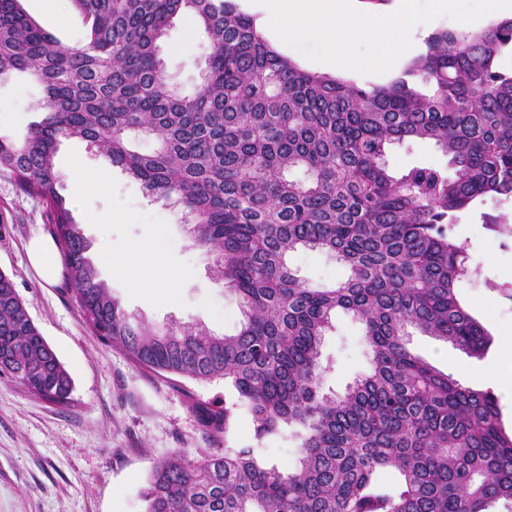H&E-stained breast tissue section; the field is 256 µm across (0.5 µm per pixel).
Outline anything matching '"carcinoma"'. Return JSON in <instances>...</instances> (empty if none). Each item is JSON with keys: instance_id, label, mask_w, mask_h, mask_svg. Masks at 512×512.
I'll return each instance as SVG.
<instances>
[{"instance_id": "cac0c4a2", "label": "carcinoma", "mask_w": 512, "mask_h": 512, "mask_svg": "<svg viewBox=\"0 0 512 512\" xmlns=\"http://www.w3.org/2000/svg\"><path fill=\"white\" fill-rule=\"evenodd\" d=\"M87 26L65 48L23 9L0 0V76L42 85L44 116L21 144L0 136V171L48 207L77 286L81 316L138 367L237 393L201 406L226 434L244 407L256 442L300 437L291 466L251 446L201 459L177 450L141 491L145 512H512V433L498 397L462 385L407 347L410 330L479 358L487 329L460 303L464 248L448 233L476 200H512V18L478 34L436 32L392 82L360 87L305 71L266 41L235 0H72ZM191 17L210 43L190 92L165 72L161 40ZM158 149L141 153L132 138ZM78 137L177 201L196 243L244 320L233 335L131 320L98 279L90 243L59 193L54 155ZM426 140L445 166L394 173L386 148ZM324 251L347 277L309 285L288 254ZM363 327L370 366L344 392L321 380L336 312ZM29 393L71 403L72 381L0 270V373Z\"/></svg>"}]
</instances>
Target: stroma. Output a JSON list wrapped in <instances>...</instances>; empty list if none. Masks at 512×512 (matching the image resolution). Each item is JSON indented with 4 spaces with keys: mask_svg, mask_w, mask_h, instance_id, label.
<instances>
[{
    "mask_svg": "<svg viewBox=\"0 0 512 512\" xmlns=\"http://www.w3.org/2000/svg\"><path fill=\"white\" fill-rule=\"evenodd\" d=\"M23 6L64 47L82 44L86 29L69 0H23ZM189 24L188 17L175 19L163 46L165 70L185 91L200 83L210 50L203 31L189 33ZM43 97L41 86L29 79L0 81V135L23 140L42 117ZM387 158L397 172L417 163L447 162L433 144L420 140L391 145ZM55 162L63 177L62 196L70 194L69 175L86 177L73 216L90 242L100 279L128 314L157 328L194 324L217 335L236 333L239 303L213 280V259L195 243L181 207L149 197L140 181L93 155L81 139H62ZM117 200L125 205L119 213L113 209ZM45 210L41 200L22 193L0 172V270L13 278L30 318L73 382L72 403L61 408L0 375V512H144L140 492L153 466L179 449L200 456L227 442L255 443L267 462L295 461L299 439L286 433L255 442L247 411L239 412L228 437L205 431L195 407L230 396L223 380L200 383L135 367L92 333L81 318L68 271L49 285L28 261L29 241L52 235ZM484 212L512 215V202L476 203L450 234L464 245L471 270L458 298L490 333L489 349L483 358L471 359L417 332L409 346L459 375L461 384L498 392L504 379H512V362L501 355V336L512 332V297L503 291L512 285V229L490 230L481 222ZM288 264L315 286L346 275L325 252L299 250L289 255ZM322 356L334 362L324 390L343 392L368 367L361 325L337 314Z\"/></svg>",
    "mask_w": 512,
    "mask_h": 512,
    "instance_id": "stroma-1",
    "label": "stroma"
}]
</instances>
